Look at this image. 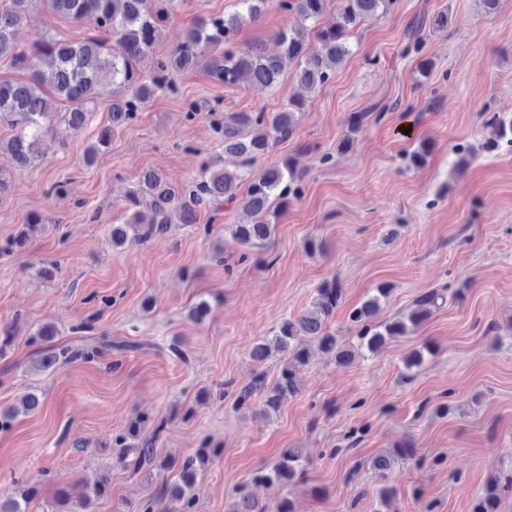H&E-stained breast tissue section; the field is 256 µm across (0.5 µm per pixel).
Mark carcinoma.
Segmentation results:
<instances>
[{
	"label": "carcinoma",
	"instance_id": "cac0c4a2",
	"mask_svg": "<svg viewBox=\"0 0 512 512\" xmlns=\"http://www.w3.org/2000/svg\"><path fill=\"white\" fill-rule=\"evenodd\" d=\"M35 0H6L0 4V60L22 73L23 78L0 80V124L9 126L14 135L0 142V194L7 188L5 172L22 170L38 158L39 145L49 134L66 140L85 124L88 105L94 103L99 86L107 82L122 92L112 100V125L103 129L95 143L84 152V164L92 166L105 154L112 141V132L132 122L144 104L157 93L177 92L173 73L187 70L200 59L210 57L211 77L226 86H235L242 77L262 88L276 85L284 60L299 62L298 79L312 90L327 83L339 66L352 54L348 36L361 22L383 17L393 12L398 0H340L336 15L324 20L327 0H278V7L294 16L300 25L279 36L280 52L268 54L261 47L246 50L236 48L234 38L247 21L256 20L267 0H238L240 10L231 15H210L199 19L189 28L178 46L167 55L156 54V43L163 24L168 20L175 0H48L50 8L75 22L90 20L98 34L81 41L51 39L36 49H23L15 41L16 29L29 17V5ZM319 24L315 30L318 47L306 48L302 24ZM445 28L448 16L439 13L432 18L414 20L407 29V54H421L423 30L426 26ZM67 103L61 110L58 104ZM305 101L290 98L279 112H226L219 128L224 153L238 159L233 170L215 161L203 163L199 178L182 191L164 182L160 174L146 170L140 179V189L127 200L130 215L122 224L112 226V246L119 248L129 243L144 244L163 236L172 224H196L203 212H217L225 204L238 201L252 221L233 225L235 238L244 246H254L269 240L277 217L278 206L299 196L302 174L291 159L268 166L261 175L252 176L256 161L268 154L274 145L288 140L294 133L297 114L304 111ZM365 113L354 115L348 135L342 141L344 148L353 146L363 126ZM493 136L487 149L495 151L512 147V120L494 115L488 121ZM391 286L382 284L374 289L359 307L351 311L349 319L357 327L359 347L374 355L387 340L404 336L425 323L437 308L442 295L429 290L413 301V308L403 319L374 322L381 304L390 296ZM342 288L329 281L317 289L312 308L295 318L284 319L271 339L262 338L252 348L251 358L261 364L276 351L291 356L275 383L268 384L264 373L255 374L237 391L235 406L244 408L259 401L264 415L277 412L285 397L300 390L297 367L305 364L307 353L303 343L312 339L336 362H349L351 353L336 347V338L328 324L342 300ZM112 341L103 336L87 338L77 346L55 345L38 351L33 366L47 370L60 361L78 357L89 359ZM118 350L133 348L131 344H117ZM145 420L138 418L126 433L118 437L123 458L133 457L136 471H164L170 468L167 459L157 455L155 443L165 428L159 420L154 433L140 436ZM219 452L206 445L185 458L179 470L180 484L164 491L179 504L178 512H192L196 500L198 471ZM304 458L297 448L285 449L276 465L258 469L254 483L278 481L287 483L300 475ZM502 489L495 483L485 485L476 502L474 512H498ZM36 494L31 487L22 500L0 498V512H27V506ZM234 512H294L292 503L285 499L275 508L254 500L240 491Z\"/></svg>",
	"mask_w": 512,
	"mask_h": 512
}]
</instances>
